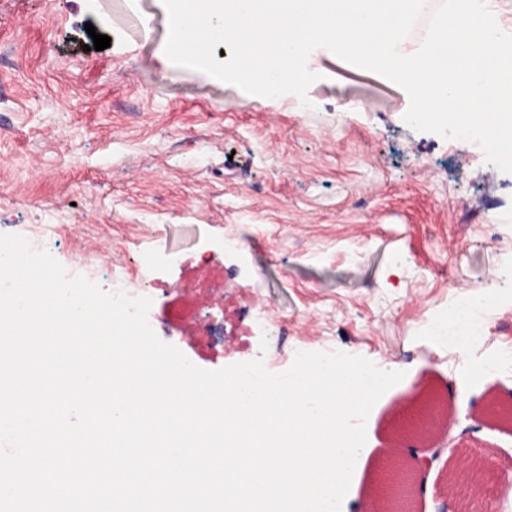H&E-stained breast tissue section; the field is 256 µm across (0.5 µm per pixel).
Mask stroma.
Instances as JSON below:
<instances>
[{"instance_id": "obj_1", "label": "stroma", "mask_w": 512, "mask_h": 512, "mask_svg": "<svg viewBox=\"0 0 512 512\" xmlns=\"http://www.w3.org/2000/svg\"><path fill=\"white\" fill-rule=\"evenodd\" d=\"M89 24L109 48L92 50ZM167 36L162 0H0V233L67 269L101 242L90 280L108 291L112 270L138 267L155 334L200 368L260 357L281 372L332 350L402 368L367 419L344 504L362 512L424 387L512 403V173L410 128L402 87L327 49L304 105L174 65ZM204 269L224 293L178 324ZM472 286L494 300L459 354L429 324ZM449 429L486 462L484 512H512L498 494L512 426L461 410Z\"/></svg>"}]
</instances>
